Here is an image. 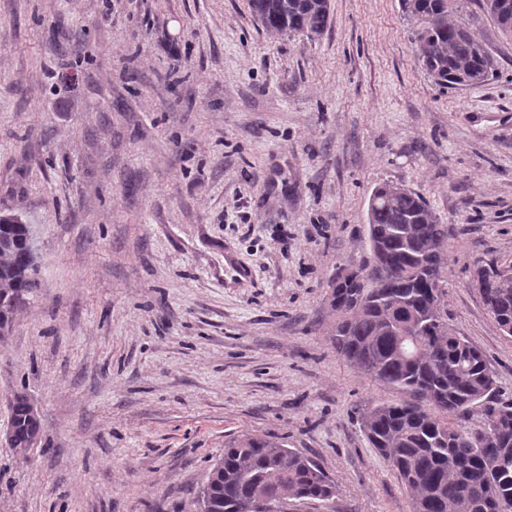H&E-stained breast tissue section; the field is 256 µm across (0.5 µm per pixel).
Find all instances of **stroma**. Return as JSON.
<instances>
[{
    "instance_id": "stroma-1",
    "label": "stroma",
    "mask_w": 512,
    "mask_h": 512,
    "mask_svg": "<svg viewBox=\"0 0 512 512\" xmlns=\"http://www.w3.org/2000/svg\"><path fill=\"white\" fill-rule=\"evenodd\" d=\"M463 17L499 77L443 90L401 0H331L315 39L248 0H0V213L40 270L0 342V432L17 389L41 421L26 457L0 442V512H196L245 435L336 481L289 512H411L360 424L400 395L337 353L327 293L368 260L374 187L418 193L450 230L448 329L512 402V338L469 285L512 265V37L479 0ZM228 249L253 286L225 285Z\"/></svg>"
}]
</instances>
